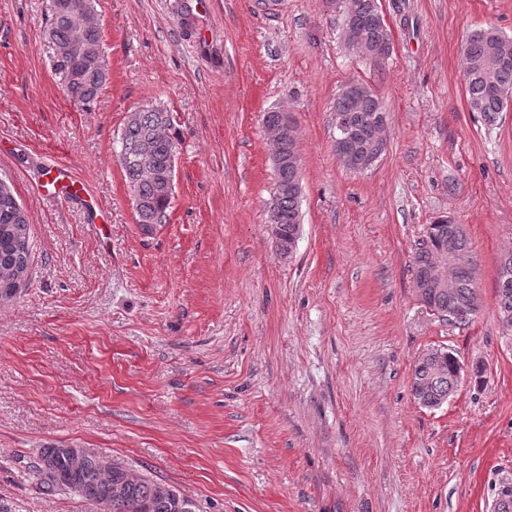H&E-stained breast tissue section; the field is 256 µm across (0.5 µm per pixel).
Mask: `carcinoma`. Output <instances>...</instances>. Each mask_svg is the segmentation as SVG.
<instances>
[{
	"label": "carcinoma",
	"instance_id": "cac0c4a2",
	"mask_svg": "<svg viewBox=\"0 0 512 512\" xmlns=\"http://www.w3.org/2000/svg\"><path fill=\"white\" fill-rule=\"evenodd\" d=\"M343 23L362 37L352 47L378 52L389 44L388 33L376 0H351V10L344 11ZM48 37L54 49L70 44L90 48L86 56L75 59L55 54V68L63 74L67 97L85 105L98 98L107 81L102 28L96 17L94 0H53ZM464 84L469 111L492 124L512 99V38L493 28L478 30L468 36L462 48ZM362 93L337 94L333 112L355 135L359 146L370 149L369 157L378 159L386 141L380 136L384 109L377 95L365 84ZM172 115L147 107L130 112L120 135L119 161L132 202L145 230L166 219L173 185L169 183V165L176 144L169 135ZM274 171L276 183L271 202L280 227L281 252H293L299 236L302 189L297 185V158L293 128L276 141ZM456 243L458 253L469 258L473 252L463 225L441 219L428 225L414 255L415 288L421 301L435 305L463 323L482 307L477 286L476 262L448 263L450 294L430 286V272L435 255ZM33 251L28 217L11 186L0 184V300L13 296L27 278ZM497 314L500 322L512 328V251L500 257L496 287ZM463 379L458 358L446 350L432 349L420 357L413 368L412 392L425 408H437L448 401ZM40 456H52L59 470L67 474L63 485L40 480L38 484L52 492L65 490L82 498L102 503L108 512H172L170 487L145 476L133 478L122 470H107L95 459L83 469L72 471L67 458L56 446H47ZM123 486V494L110 496L113 486Z\"/></svg>",
	"mask_w": 512,
	"mask_h": 512
}]
</instances>
